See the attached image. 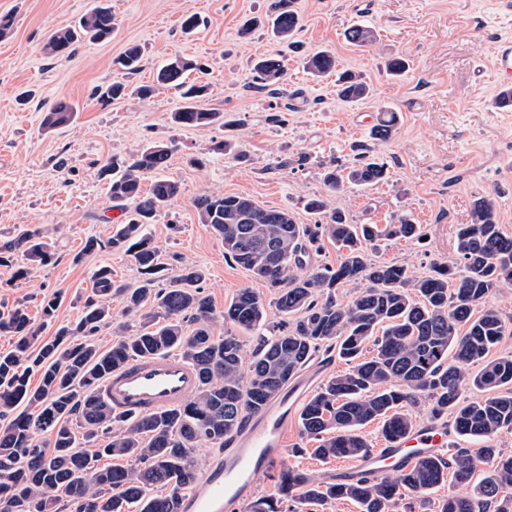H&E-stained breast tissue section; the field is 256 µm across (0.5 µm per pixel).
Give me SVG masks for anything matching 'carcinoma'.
<instances>
[{
	"label": "carcinoma",
	"mask_w": 512,
	"mask_h": 512,
	"mask_svg": "<svg viewBox=\"0 0 512 512\" xmlns=\"http://www.w3.org/2000/svg\"><path fill=\"white\" fill-rule=\"evenodd\" d=\"M266 24L274 38L294 46L300 19L292 0H269ZM114 31L108 0H97L77 24L52 31L45 49L50 55L65 54L81 41L108 42ZM345 37L364 48L378 41L376 29L363 24L351 25ZM141 61V47L130 44L117 64L132 73ZM303 64L315 77L336 75V92L345 102L371 93L362 75L340 69L329 51L310 53ZM384 68L401 77L410 64L391 56ZM191 70L202 67L173 56L159 67L153 84L132 93L148 100L173 87L181 98L171 113L174 125L227 126L223 112L201 105L208 84L186 81ZM252 71L254 88L263 90L284 85L288 68L282 59L258 57ZM75 112L73 105L58 103L45 114L43 125H67ZM399 121L394 109H380L371 138L392 139ZM174 149L171 142H149L126 157L112 156L97 169L112 202L127 212L107 246L134 261L141 275L137 287L112 279L111 267H99L92 278L93 296L84 302L78 322L59 328L49 340L41 339L42 326L24 306L0 312V333L15 337L9 350L0 351V419L7 421L0 431V512H60L65 497L72 512H129L132 507L177 512L179 499L198 479L197 446L224 447L247 412L278 397L321 352L336 353L350 367L331 377L299 413L300 434L318 443L320 458L366 455L362 429L372 422L387 441L401 436L414 427L406 407L422 400L428 401L432 420L451 418L457 435L479 439L482 447L457 448L448 459L426 457L409 471L380 480L325 483L285 468L275 493L254 501L249 512H285L283 505L293 499L306 505L346 500L361 512H392L398 500L415 499L450 476L465 492L441 500L436 512H512V454L492 444L499 432L512 430V355L489 358L508 326L497 309L486 306L493 292L512 286V236L496 223L491 200L476 198L470 223L457 228V260L436 264L417 277L401 263L377 262L368 255L382 238L421 239V227L410 214L395 224H355L342 210L330 208L328 197L314 195L305 208L323 221L299 224L288 210L266 208L249 196L202 192L195 207L224 244L225 257L275 295L282 319L274 325L264 297L252 288L238 290L218 313L204 294L201 268L185 265L167 278L161 275L166 270L161 249L146 227L181 192L178 182L159 175ZM146 173L158 177L145 193L141 181ZM387 177L385 162L360 155L346 169L326 168L323 182L328 193L339 194L349 184L373 186ZM325 238L336 244V263L307 265L312 252L323 250ZM53 257L37 228L23 227L0 245V266L13 268L17 280ZM163 280L166 284L159 285ZM338 288L358 292L341 304ZM114 296L124 300L122 315H140L137 333L126 334V325L112 313ZM147 304L152 310L140 313ZM219 318L236 331L215 335ZM187 321L195 325L189 334ZM105 329L112 330L114 339L103 351L90 337ZM243 335L259 336L249 355ZM367 351L371 356H365ZM172 352L199 376L196 394L183 406L124 416L100 399L98 388L112 370ZM474 364L480 369L472 373ZM464 383L481 396L461 400ZM75 416L84 429L80 439L72 427ZM101 432L112 437L101 440ZM103 459L109 463L101 464ZM130 460L134 465H123ZM480 463L489 469L475 483Z\"/></svg>",
	"instance_id": "obj_1"
}]
</instances>
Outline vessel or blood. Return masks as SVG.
Here are the masks:
<instances>
[{"instance_id":"obj_1","label":"vessel or blood","mask_w":512,"mask_h":512,"mask_svg":"<svg viewBox=\"0 0 512 512\" xmlns=\"http://www.w3.org/2000/svg\"><path fill=\"white\" fill-rule=\"evenodd\" d=\"M493 79L501 86L512 84L511 37L494 46ZM310 383V377L298 379L280 397L251 414L228 448L210 461L194 489L180 498L178 512H238L254 496L257 475L281 464L295 411L306 401ZM198 386L194 367L171 353L140 358L114 370L100 394L118 412L143 415L187 403ZM446 452L443 427L421 423L385 447L372 449L356 466L337 471L336 479H380L409 469L419 458Z\"/></svg>"}]
</instances>
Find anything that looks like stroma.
I'll return each mask as SVG.
<instances>
[{
	"label": "stroma",
	"instance_id": "35a3bbf8",
	"mask_svg": "<svg viewBox=\"0 0 512 512\" xmlns=\"http://www.w3.org/2000/svg\"><path fill=\"white\" fill-rule=\"evenodd\" d=\"M268 0H110L117 30L110 42L78 44L71 53L45 50L49 34L79 20L95 0H0V16L13 19L0 38V242L19 228H40L54 245L50 264L13 280L0 267V310L25 305L42 320L44 299L59 307L43 336L75 323L101 266L114 280L138 284L134 262L111 249L81 255L86 237L108 240L125 218L96 176V163L127 155L149 141H170L175 151L164 175L181 193L157 214L148 230L170 269H204V292L216 309L242 288H257L250 272L227 261L224 247L202 224L194 198L209 190L244 195L266 207L291 211L298 223L314 218L308 197L328 195L324 167L349 166L361 148L387 164V182L351 187L328 196L331 207L357 224H388L404 213L422 225L419 241L389 240L371 251L373 260L407 265L415 275L456 258V230L469 223L474 199L489 196L497 223L512 235V110L493 106L498 92L490 71L491 49L512 37V12L500 0H295L301 18L296 39L304 49L331 50L339 63L359 73L371 97L346 103L332 79H313L298 54L266 29L240 36L245 20L264 15ZM198 14L206 24L185 34L183 17ZM379 34L372 48L344 38L354 22ZM143 50L141 68L117 69L113 61L127 45ZM180 54L208 65L206 107L223 110L227 128L177 127L171 114L180 100L160 90L149 100L128 96L106 101L101 89L120 81L150 83L156 69ZM409 59L402 78L387 75L388 55ZM287 58L286 93L258 90L250 68L259 56ZM76 105L72 123L45 130V112L57 103ZM400 116L394 137H369L382 107ZM240 141L246 162L228 159L217 146ZM302 158L294 168L281 159ZM282 465L331 481L336 460L313 454V443L292 430Z\"/></svg>",
	"mask_w": 512,
	"mask_h": 512
}]
</instances>
